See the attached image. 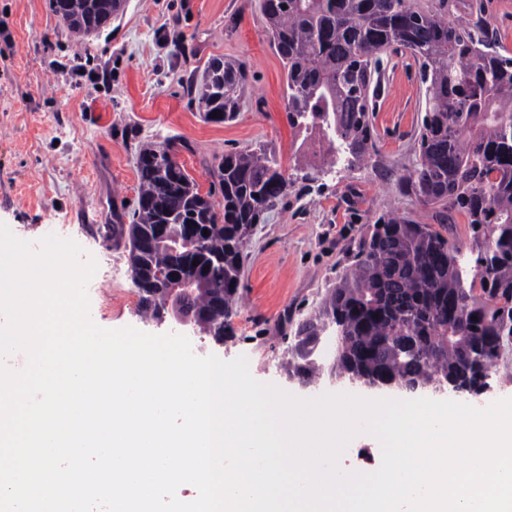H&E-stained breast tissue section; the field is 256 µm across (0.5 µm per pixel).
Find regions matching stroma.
I'll list each match as a JSON object with an SVG mask.
<instances>
[{
    "mask_svg": "<svg viewBox=\"0 0 512 512\" xmlns=\"http://www.w3.org/2000/svg\"><path fill=\"white\" fill-rule=\"evenodd\" d=\"M261 0H128L99 35L75 37L49 0H0V223L23 240L54 233L75 240L98 270L88 285L100 327L151 334L124 248L112 227L131 221L141 146L172 140L177 162L201 192L224 153L263 144L296 176L280 205L247 242L243 304L223 345L192 337L196 356H246L251 375L299 398L349 394L405 399L398 389L345 381L304 389L282 364L287 320L316 307L349 270L368 224L382 214L432 221L401 195L396 176L415 159L426 86L409 52L388 50L373 127L375 166L325 169L315 138L286 118L285 74L266 31ZM447 5L450 19L484 20L512 56V0H420ZM243 63L239 115L204 121L189 94L211 57Z\"/></svg>",
    "mask_w": 512,
    "mask_h": 512,
    "instance_id": "35a3bbf8",
    "label": "stroma"
}]
</instances>
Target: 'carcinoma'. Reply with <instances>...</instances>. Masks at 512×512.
Returning a JSON list of instances; mask_svg holds the SVG:
<instances>
[{"mask_svg":"<svg viewBox=\"0 0 512 512\" xmlns=\"http://www.w3.org/2000/svg\"><path fill=\"white\" fill-rule=\"evenodd\" d=\"M127 0H50L77 36L98 34ZM271 45L286 73V116L294 128L318 130L333 164H363L375 153L370 86L388 49L420 63L426 109L416 162L399 191L440 217L439 228L381 215L362 235L353 268L298 322L286 370L317 378L318 332L342 327L333 370L386 378L402 386L465 376L489 377L500 352L490 339L512 337V58L488 28L455 23L412 0H262ZM246 69L213 57L191 88L206 120L231 122ZM216 117H211V114ZM139 192L129 224L112 225V245L128 249L131 277L157 288L139 297L148 319L158 305L191 315L212 339L234 334L249 233L288 194L293 179L263 146L224 154L213 169V193L200 192L169 141L137 155ZM467 218L476 257L442 234L448 216ZM209 225L206 243L176 249L150 244L154 226ZM199 261L192 266L193 261ZM478 320H472V316ZM487 346L480 367L467 360Z\"/></svg>","mask_w":512,"mask_h":512,"instance_id":"1","label":"carcinoma"}]
</instances>
